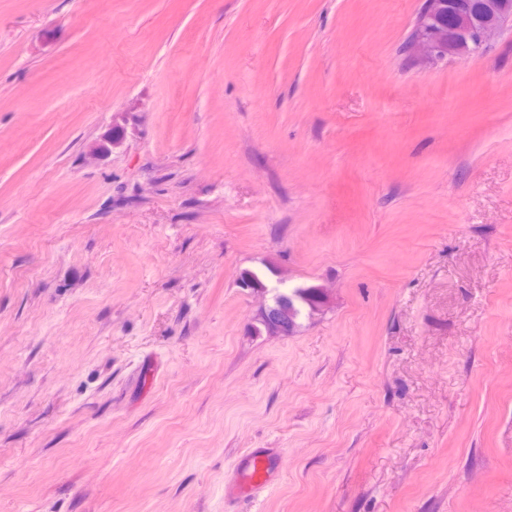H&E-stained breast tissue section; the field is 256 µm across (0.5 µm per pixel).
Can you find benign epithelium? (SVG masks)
Masks as SVG:
<instances>
[{"label": "benign epithelium", "instance_id": "obj_1", "mask_svg": "<svg viewBox=\"0 0 512 512\" xmlns=\"http://www.w3.org/2000/svg\"><path fill=\"white\" fill-rule=\"evenodd\" d=\"M507 28L512 30V0H479L474 6L465 0H423L402 52L413 64L431 67L484 52ZM120 143V133L114 130L94 146L91 156L105 158ZM299 303L313 316L325 311L330 295L321 285L280 292L274 302L260 307L257 321L271 336L290 335L297 329Z\"/></svg>", "mask_w": 512, "mask_h": 512}]
</instances>
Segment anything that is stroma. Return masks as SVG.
<instances>
[{
    "mask_svg": "<svg viewBox=\"0 0 512 512\" xmlns=\"http://www.w3.org/2000/svg\"><path fill=\"white\" fill-rule=\"evenodd\" d=\"M422 2L0 0V512H512V33ZM424 0L402 52L414 65L431 67L448 59L483 53L509 27L512 0ZM298 303L306 304L309 316H313L325 311L330 303V295L321 285H302L279 292L273 303H265L260 307L257 321L271 336L290 335L297 329L298 320L308 314L304 307L299 308L298 314ZM282 457L269 448H256L238 462L232 496L250 497L272 487L282 468Z\"/></svg>",
    "mask_w": 512,
    "mask_h": 512,
    "instance_id": "35a3bbf8",
    "label": "stroma"
}]
</instances>
